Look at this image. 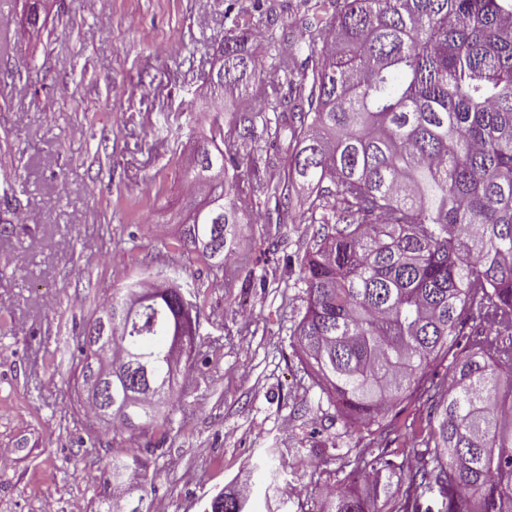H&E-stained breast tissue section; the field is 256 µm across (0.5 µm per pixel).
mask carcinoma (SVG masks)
I'll use <instances>...</instances> for the list:
<instances>
[{
	"label": "carcinoma",
	"instance_id": "carcinoma-1",
	"mask_svg": "<svg viewBox=\"0 0 512 512\" xmlns=\"http://www.w3.org/2000/svg\"><path fill=\"white\" fill-rule=\"evenodd\" d=\"M301 28L324 34L302 46L283 36L278 67L295 64L299 82L283 93L261 81V108L214 118L207 141L224 168L214 189L175 169L195 197L224 194V218L187 224L176 247L211 269L254 206L274 202L276 223L319 224L299 261L307 305L294 335L327 397L348 420L367 426L407 399L431 402L426 453L415 467L375 469V498L387 512H423L438 491L444 512H512V0H303ZM273 25L272 9L254 0ZM254 15L224 35V73L236 88L260 62L248 48ZM262 122L257 131L256 121ZM290 133L279 176L261 177L241 148L262 134L279 150ZM311 189L292 214V191ZM165 284L136 311L126 302L142 282L112 293V384L118 424L131 434L158 427L166 400L149 382L172 375L193 348L170 329L197 313L190 286ZM149 357L132 365L127 349ZM453 353L448 382L428 384V369ZM149 464L134 447L95 478L99 512H151L143 494ZM399 482L387 495L381 472ZM248 491L223 489L203 512H249ZM324 512H367L356 486L329 495Z\"/></svg>",
	"mask_w": 512,
	"mask_h": 512
}]
</instances>
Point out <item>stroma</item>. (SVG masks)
I'll list each match as a JSON object with an SVG mask.
<instances>
[{"label":"stroma","mask_w":512,"mask_h":512,"mask_svg":"<svg viewBox=\"0 0 512 512\" xmlns=\"http://www.w3.org/2000/svg\"><path fill=\"white\" fill-rule=\"evenodd\" d=\"M0 0L20 35L0 51V190L17 184L13 225L0 234V512H97L94 478L122 439L101 444L83 424L69 379L78 332L113 290L158 269L198 289L196 348L174 374L167 436L148 447L149 498L164 512H202L233 482L250 512H322L324 491L361 450L421 458L411 428L424 402L383 421L388 437L339 416L307 373L293 331L307 304L297 258L314 224H242L223 274L174 244L191 201L168 175L214 119L202 76L253 0ZM165 182L155 198V182ZM37 214L29 222L28 214Z\"/></svg>","instance_id":"1"}]
</instances>
